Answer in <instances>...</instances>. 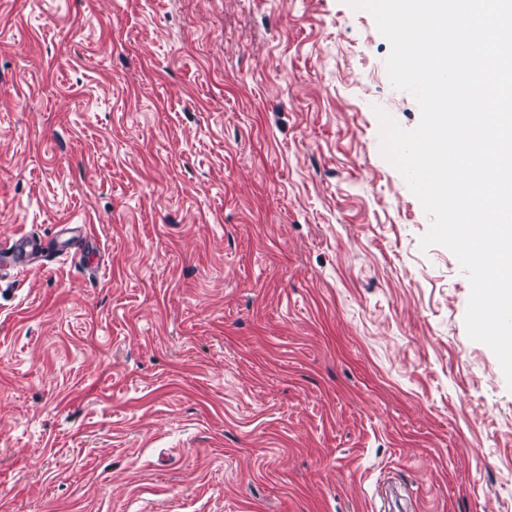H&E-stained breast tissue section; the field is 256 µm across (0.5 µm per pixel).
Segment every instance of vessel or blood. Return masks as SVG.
Listing matches in <instances>:
<instances>
[{"instance_id": "1", "label": "vessel or blood", "mask_w": 512, "mask_h": 512, "mask_svg": "<svg viewBox=\"0 0 512 512\" xmlns=\"http://www.w3.org/2000/svg\"><path fill=\"white\" fill-rule=\"evenodd\" d=\"M88 242L91 250H98L99 244L94 241L85 226L63 224L57 231V241L53 247H44L30 236L7 241L0 244V277L18 275L27 271L29 266L45 265L47 261L69 256L78 241Z\"/></svg>"}]
</instances>
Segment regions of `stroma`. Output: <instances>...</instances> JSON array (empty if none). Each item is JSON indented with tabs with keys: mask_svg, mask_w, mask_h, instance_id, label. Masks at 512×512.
<instances>
[{
	"mask_svg": "<svg viewBox=\"0 0 512 512\" xmlns=\"http://www.w3.org/2000/svg\"><path fill=\"white\" fill-rule=\"evenodd\" d=\"M345 0H0V512H512V387L380 152ZM57 241L51 248L44 247L32 236L1 242L0 244V278L18 275L30 270L29 266L46 265L47 261L59 257H67L72 253L73 245L81 238L91 250H98L99 244L88 233L84 225L59 224ZM90 241V243H89Z\"/></svg>",
	"mask_w": 512,
	"mask_h": 512,
	"instance_id": "stroma-1",
	"label": "stroma"
}]
</instances>
